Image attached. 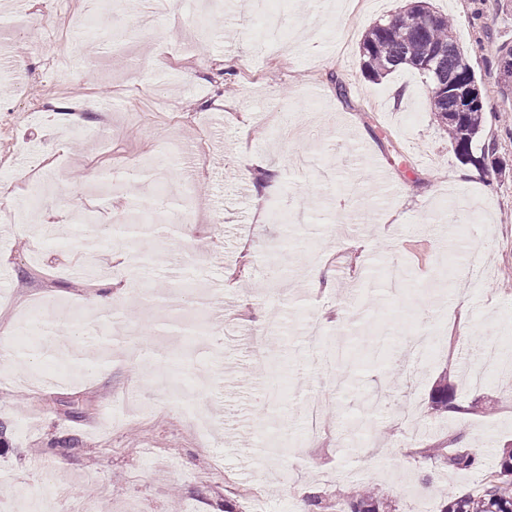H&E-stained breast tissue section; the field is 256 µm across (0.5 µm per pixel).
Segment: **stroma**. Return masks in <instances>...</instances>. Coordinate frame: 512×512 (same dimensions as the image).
<instances>
[{"label": "stroma", "mask_w": 512, "mask_h": 512, "mask_svg": "<svg viewBox=\"0 0 512 512\" xmlns=\"http://www.w3.org/2000/svg\"><path fill=\"white\" fill-rule=\"evenodd\" d=\"M177 1L153 0L152 34L126 14L117 48L71 29L106 0H25L0 18V44L22 62L20 78L0 76V208L41 181L54 188L42 213L96 219L78 241L71 224L45 240L40 224L0 223V293L12 300L0 305L11 325L0 347L13 356L0 363V512L46 497L96 512H300L298 487L332 499L363 482L395 512H441L512 445V390L491 371L473 386L448 354L463 332L512 359V96L496 70L497 46L512 44V0H429L453 18L484 95L472 150L495 144L488 162L500 170L485 187L455 182L468 164L430 113L422 75L374 81L361 70L365 31L408 0H366L350 15L340 0H274L284 51L257 40L229 0ZM32 17L51 19L52 52L39 34L18 35ZM291 112L311 119L297 138H276ZM165 136L196 143V167L172 166L158 187L141 171L166 163ZM190 193L180 234L153 222L148 240L101 236L113 213ZM395 209L400 223L384 222ZM75 263L117 283L129 336H113L111 311L88 304L89 282L68 273ZM313 266L322 288L305 278ZM307 311L358 349L383 346L386 367L369 366L360 388L381 399L363 441L350 432L363 402L334 397L321 432L304 438L300 402L325 389L299 356ZM412 319L438 337L409 361L400 345ZM268 322L279 333L264 362L251 334ZM163 323L177 332L147 336ZM274 362L287 390L265 400ZM443 379L465 414L430 410ZM455 437L480 468L422 457Z\"/></svg>", "instance_id": "stroma-1"}]
</instances>
